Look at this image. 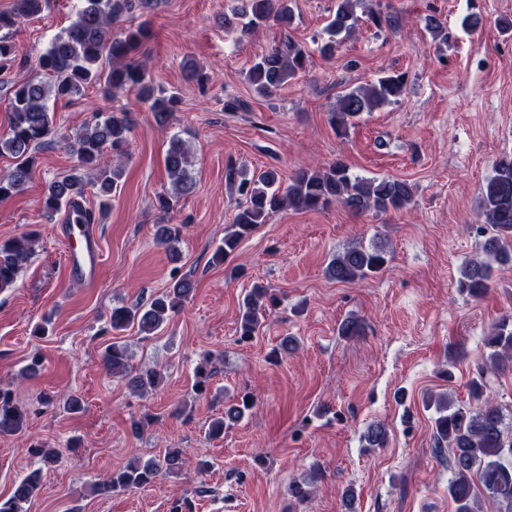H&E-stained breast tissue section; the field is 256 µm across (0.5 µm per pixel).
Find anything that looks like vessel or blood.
Returning a JSON list of instances; mask_svg holds the SVG:
<instances>
[{
    "label": "vessel or blood",
    "instance_id": "vessel-or-blood-1",
    "mask_svg": "<svg viewBox=\"0 0 512 512\" xmlns=\"http://www.w3.org/2000/svg\"><path fill=\"white\" fill-rule=\"evenodd\" d=\"M82 201H74L58 231L66 245V264L73 279L95 286L101 267V249L92 225L82 223Z\"/></svg>",
    "mask_w": 512,
    "mask_h": 512
}]
</instances>
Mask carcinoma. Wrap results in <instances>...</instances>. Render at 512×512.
<instances>
[{
  "mask_svg": "<svg viewBox=\"0 0 512 512\" xmlns=\"http://www.w3.org/2000/svg\"><path fill=\"white\" fill-rule=\"evenodd\" d=\"M48 3L49 0H15L12 11L0 12V72L22 66L12 30L20 20L43 11ZM356 3L357 0H336V8L324 28L328 38L319 47L322 55H332L339 40L355 29ZM150 4L151 0H83L75 20L52 39L38 59V70L44 79L21 78L13 83L8 130L0 135V155H10L15 163L8 173L0 176V198L19 193L29 180L35 164L34 153L52 132L48 106L52 96L73 99L95 85L109 106L96 110L92 122L77 136L74 151L78 166L62 180L49 185L43 210L50 217L74 199L84 197L81 170L100 172L99 192L103 197L109 196L123 177L122 161L128 157L132 128L122 94L136 91L161 123L175 111L176 95L154 84L145 63L138 57L149 37L147 24H131L117 35L111 32L112 25L134 7L145 9ZM233 19L238 21V29L244 35L269 26L286 29L293 20V0H239ZM308 58L304 46L286 37L255 57L245 72L246 81L257 95L271 97L305 69ZM404 88V75L386 73L341 95L330 112V123L343 133L363 113L398 101ZM165 169L174 194L161 197L159 206L170 212L178 199L195 185L189 148L175 135L165 155ZM225 179L235 188L239 199L233 224L224 231L222 244L212 253V262L219 264L236 251L244 238L281 210L311 212L341 205L357 214L386 213L406 209L414 194L413 185L405 179L361 178L351 174L340 160L318 169H301L286 183L275 168L250 177L230 163L225 167ZM480 216L494 234L480 244L478 258L464 265L457 281L459 291L473 298H480L489 290L494 265L512 263V157L505 156L495 163L493 174L482 190ZM181 231L180 224H162L156 238L174 251ZM34 243L32 232L0 243V292L14 287L23 264L33 253ZM387 263L385 248L353 245L331 259L327 275L337 282L352 283L378 274ZM193 291L190 277L175 278L145 305L112 307L109 325L114 332L134 328L145 338L155 336L170 316L181 310ZM279 302V296L271 289L253 285L239 307L238 341L253 340L263 327L269 309ZM484 346L488 349L486 360L471 382L477 407L454 409L444 398L432 402L436 411L435 450L448 453L452 472L448 495L456 505V512H512V435L505 433L502 408L484 397L487 375L512 370V317L491 329L484 338ZM130 359L127 345L118 340L109 343L103 352L105 366L113 376L125 380L129 391L141 394L156 389L159 372L150 368L132 370ZM214 374V368L207 362L196 366L194 391L199 395L207 393ZM254 404L251 393L240 395L236 404L225 408L224 415L211 422L208 436L223 435L224 427L241 419ZM26 420L27 410L17 401L12 384H0V436L22 430ZM364 440L369 448L383 447L387 441L386 427L378 422L370 424ZM27 452L40 466L18 479L8 496H0V512H23V504L40 490L44 472L55 467L62 457L61 449L42 444L30 446ZM182 463L183 450L168 448L158 459L135 461L104 475L94 486V492L112 495L150 487L162 477L178 474Z\"/></svg>",
  "mask_w": 512,
  "mask_h": 512,
  "instance_id": "cac0c4a2",
  "label": "carcinoma"
}]
</instances>
